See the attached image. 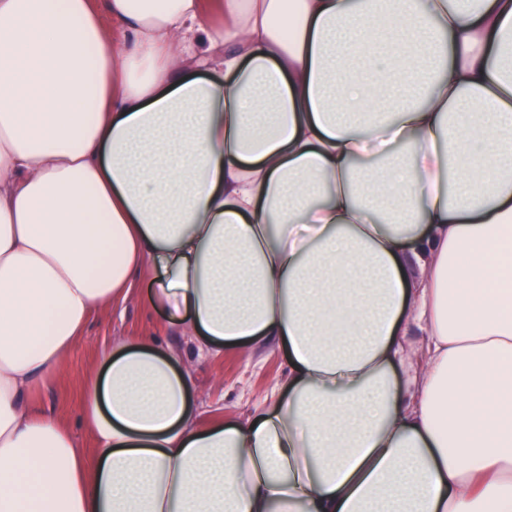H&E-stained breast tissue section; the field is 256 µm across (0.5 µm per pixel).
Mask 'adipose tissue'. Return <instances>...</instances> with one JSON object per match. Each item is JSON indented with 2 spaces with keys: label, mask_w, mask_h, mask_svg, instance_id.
<instances>
[{
  "label": "adipose tissue",
  "mask_w": 512,
  "mask_h": 512,
  "mask_svg": "<svg viewBox=\"0 0 512 512\" xmlns=\"http://www.w3.org/2000/svg\"><path fill=\"white\" fill-rule=\"evenodd\" d=\"M154 275L288 377L118 341L86 454L37 394ZM0 512H512V0H0Z\"/></svg>",
  "instance_id": "obj_1"
}]
</instances>
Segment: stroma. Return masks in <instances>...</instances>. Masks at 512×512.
Instances as JSON below:
<instances>
[{
  "instance_id": "obj_1",
  "label": "stroma",
  "mask_w": 512,
  "mask_h": 512,
  "mask_svg": "<svg viewBox=\"0 0 512 512\" xmlns=\"http://www.w3.org/2000/svg\"><path fill=\"white\" fill-rule=\"evenodd\" d=\"M150 288V281H141L119 310L107 306L95 311L63 364L62 381L40 394L85 449L94 444L83 420V389L87 378L101 371L116 340L152 336L176 353L180 364L193 372L191 398L200 405L205 425L223 417L248 418L282 384L288 370L282 349L274 344L252 352L201 348L170 326L166 312L149 306Z\"/></svg>"
}]
</instances>
